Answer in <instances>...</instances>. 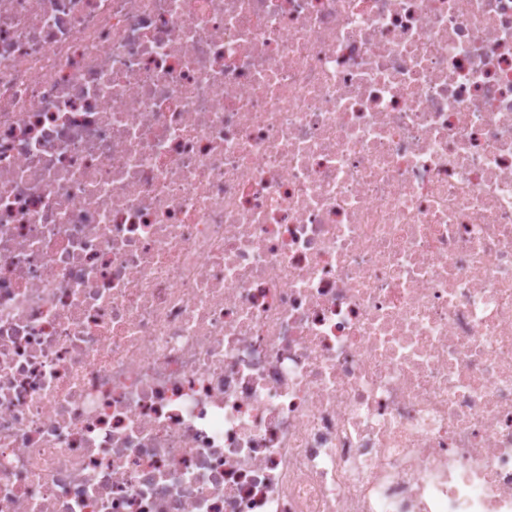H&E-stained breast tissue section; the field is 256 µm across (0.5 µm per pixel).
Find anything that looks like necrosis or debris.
Wrapping results in <instances>:
<instances>
[{"mask_svg":"<svg viewBox=\"0 0 512 512\" xmlns=\"http://www.w3.org/2000/svg\"><path fill=\"white\" fill-rule=\"evenodd\" d=\"M0 512H512V0H0Z\"/></svg>","mask_w":512,"mask_h":512,"instance_id":"obj_1","label":"necrosis or debris"}]
</instances>
